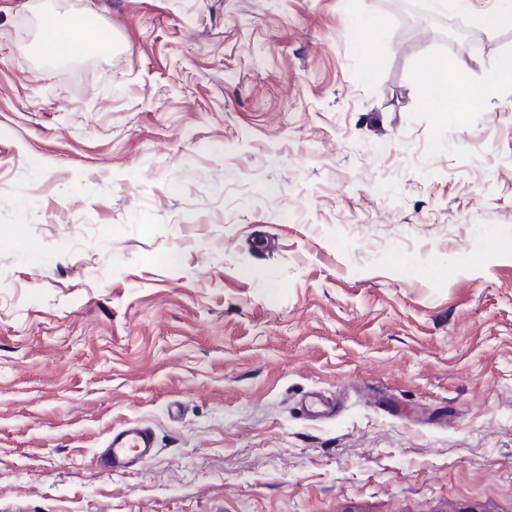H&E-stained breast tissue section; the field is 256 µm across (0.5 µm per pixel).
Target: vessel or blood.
<instances>
[{
	"mask_svg": "<svg viewBox=\"0 0 512 512\" xmlns=\"http://www.w3.org/2000/svg\"><path fill=\"white\" fill-rule=\"evenodd\" d=\"M155 441L149 426L129 422L111 432L107 445L97 456L98 467L105 472H125L151 459Z\"/></svg>",
	"mask_w": 512,
	"mask_h": 512,
	"instance_id": "obj_1",
	"label": "vessel or blood"
}]
</instances>
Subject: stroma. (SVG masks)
<instances>
[{
  "label": "stroma",
  "mask_w": 512,
  "mask_h": 512,
  "mask_svg": "<svg viewBox=\"0 0 512 512\" xmlns=\"http://www.w3.org/2000/svg\"><path fill=\"white\" fill-rule=\"evenodd\" d=\"M492 4L0 0V512H512ZM459 58L480 111L419 95ZM81 19L76 16H53L47 19L38 44L39 53L50 58H64L86 52L88 45L79 37L85 28L83 23L86 18ZM152 430L141 422H129L111 432L106 448L97 456L98 467L105 472H125L151 459L155 454Z\"/></svg>",
  "instance_id": "35a3bbf8"
}]
</instances>
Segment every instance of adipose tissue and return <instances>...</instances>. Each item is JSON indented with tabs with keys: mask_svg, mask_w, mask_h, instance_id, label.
I'll return each mask as SVG.
<instances>
[{
	"mask_svg": "<svg viewBox=\"0 0 512 512\" xmlns=\"http://www.w3.org/2000/svg\"><path fill=\"white\" fill-rule=\"evenodd\" d=\"M81 30L77 17H50L38 44L39 53L50 58H64L86 52L89 45L81 38ZM468 69V63L463 60L436 70L423 66L419 71L423 98L429 101H448L455 110L472 109L481 100L483 90L465 82L464 76Z\"/></svg>",
	"mask_w": 512,
	"mask_h": 512,
	"instance_id": "1",
	"label": "adipose tissue"
}]
</instances>
